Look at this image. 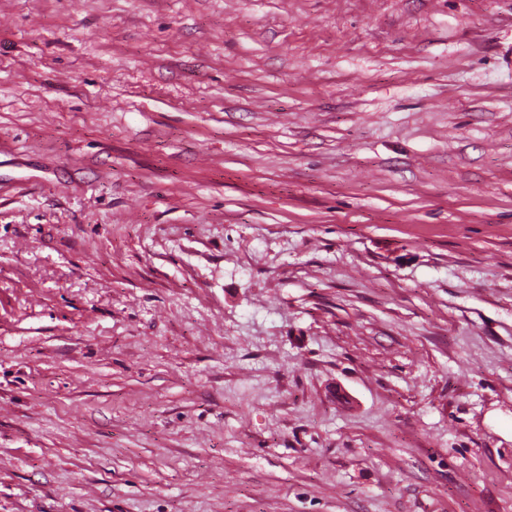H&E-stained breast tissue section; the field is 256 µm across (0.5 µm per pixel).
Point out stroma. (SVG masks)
Here are the masks:
<instances>
[{
    "label": "stroma",
    "instance_id": "35a3bbf8",
    "mask_svg": "<svg viewBox=\"0 0 512 512\" xmlns=\"http://www.w3.org/2000/svg\"><path fill=\"white\" fill-rule=\"evenodd\" d=\"M0 512H512V0H0Z\"/></svg>",
    "mask_w": 512,
    "mask_h": 512
}]
</instances>
